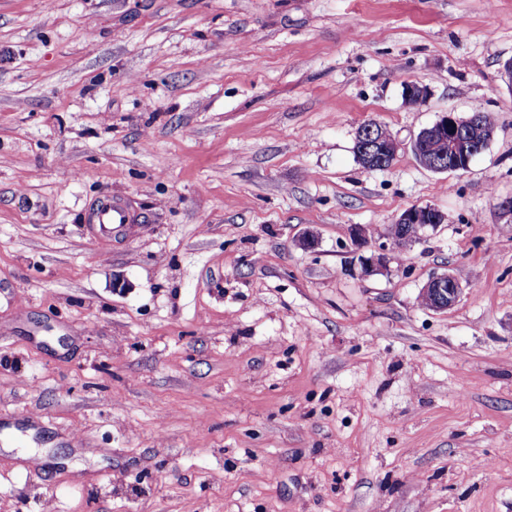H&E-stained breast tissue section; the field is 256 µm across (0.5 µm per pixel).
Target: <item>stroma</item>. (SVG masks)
Segmentation results:
<instances>
[{"instance_id":"obj_1","label":"stroma","mask_w":512,"mask_h":512,"mask_svg":"<svg viewBox=\"0 0 512 512\" xmlns=\"http://www.w3.org/2000/svg\"><path fill=\"white\" fill-rule=\"evenodd\" d=\"M510 59L512 0H0V512H512ZM475 114L480 116L484 124ZM468 116L470 117L465 119L466 117L460 118L448 112L432 125L421 129L411 144L418 163L436 172L468 170L472 161L488 148L494 137L495 130L488 127L496 125L490 112L474 110ZM436 140H440L445 146L451 159L450 163L446 154H430L426 150V143H433ZM383 133H378L376 124H365L358 131L355 145L356 151L363 166L371 170H383L388 168V158L396 155L399 145L385 128ZM355 155L358 159V156ZM88 224H94L93 239L103 246L112 241V230L114 226L133 224V217L126 206L120 200L112 197H103L96 201L87 215ZM445 216L432 206L412 207L404 211L396 224H423L427 229H436L445 222ZM462 288L460 282L452 275H433L421 290L422 295L430 298L428 309L443 311L452 307L459 299Z\"/></svg>"}]
</instances>
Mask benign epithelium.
<instances>
[{
  "instance_id": "benign-epithelium-1",
  "label": "benign epithelium",
  "mask_w": 512,
  "mask_h": 512,
  "mask_svg": "<svg viewBox=\"0 0 512 512\" xmlns=\"http://www.w3.org/2000/svg\"><path fill=\"white\" fill-rule=\"evenodd\" d=\"M495 131L486 127L477 116L467 119L448 112L432 125L420 130L413 139L411 148L418 163L436 172L466 171L472 161L489 146ZM439 140L448 154H431L426 143ZM356 151L363 166L371 170L388 168V158L397 153L399 145L389 134L378 132L376 125L366 124L358 131ZM445 222V216L432 206L412 207L404 211L397 220L399 224H421L426 229H435ZM388 262L386 246L373 249L372 254L361 260L362 274H379ZM462 288L452 275L436 274L421 289V294L430 298L429 309L443 311L452 307L459 299Z\"/></svg>"
}]
</instances>
